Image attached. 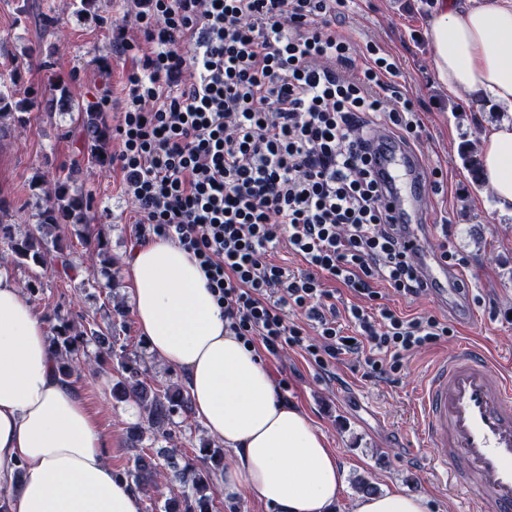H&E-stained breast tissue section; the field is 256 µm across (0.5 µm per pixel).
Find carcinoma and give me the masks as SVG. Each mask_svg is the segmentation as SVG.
Segmentation results:
<instances>
[{"label": "carcinoma", "instance_id": "cac0c4a2", "mask_svg": "<svg viewBox=\"0 0 512 512\" xmlns=\"http://www.w3.org/2000/svg\"><path fill=\"white\" fill-rule=\"evenodd\" d=\"M34 110L47 114L80 113L85 131L84 152L96 165L102 166L107 162L108 127L99 112L80 104L70 86L51 83L38 95L27 94L19 98L12 85L5 80L0 82V133L7 123L17 129L25 128ZM47 198L48 203L38 213L40 236L27 234L22 239L10 241L14 262L42 267L51 258L61 261L66 269L72 271L74 267L66 247L54 230L65 222L78 227V233L89 235L93 200L82 193L69 177L57 179L47 192ZM50 344L56 355L58 373L65 379L73 376L79 379L86 373H95L113 354L109 335L95 322L76 325L64 319L55 328ZM91 344L100 348L93 356L87 350ZM117 374L112 396L137 407L140 423L136 427V439H141L146 431L156 439L167 438V426L173 423L174 417L188 412V394L179 386L149 387L138 380L143 374L140 364L124 355L120 356ZM199 452L205 460L201 467L187 463L181 465L174 456H169L170 473L163 479L178 484V494L165 500L161 512H213L216 495L214 475L223 459L222 449L206 443Z\"/></svg>", "mask_w": 512, "mask_h": 512}]
</instances>
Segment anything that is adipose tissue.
Returning a JSON list of instances; mask_svg holds the SVG:
<instances>
[{
	"label": "adipose tissue",
	"mask_w": 512,
	"mask_h": 512,
	"mask_svg": "<svg viewBox=\"0 0 512 512\" xmlns=\"http://www.w3.org/2000/svg\"><path fill=\"white\" fill-rule=\"evenodd\" d=\"M426 36L449 92L512 109V0H435ZM482 177L512 209V122L481 141ZM130 295L149 351L178 370L196 419L229 453L225 494L274 512H333L346 471L322 432L277 395L259 357L224 326L198 262L155 238L128 255ZM107 439L52 356L47 326L21 288L0 276V512H143L116 477ZM355 512H427L399 490L364 496Z\"/></svg>",
	"instance_id": "obj_1"
}]
</instances>
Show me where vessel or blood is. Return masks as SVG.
<instances>
[{"label":"vessel or blood","mask_w":512,"mask_h":512,"mask_svg":"<svg viewBox=\"0 0 512 512\" xmlns=\"http://www.w3.org/2000/svg\"><path fill=\"white\" fill-rule=\"evenodd\" d=\"M383 167L396 186L387 202L411 230L409 250L435 299L447 302L456 273L426 246L434 226L423 158L396 144ZM415 402L420 435L445 487L463 494L478 512H512V363L466 344L430 367Z\"/></svg>","instance_id":"obj_1"}]
</instances>
